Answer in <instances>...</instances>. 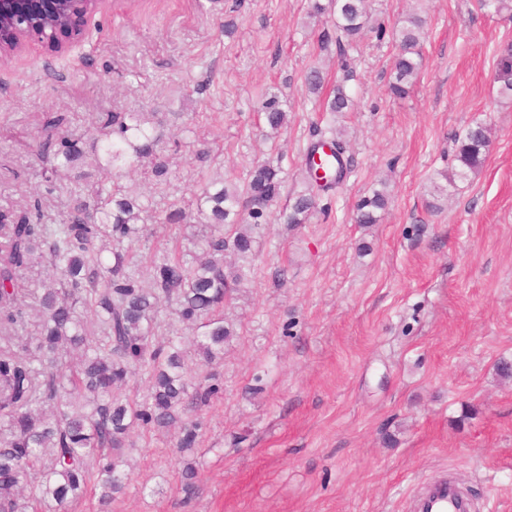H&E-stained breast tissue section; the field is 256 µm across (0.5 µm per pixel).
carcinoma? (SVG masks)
Masks as SVG:
<instances>
[{
  "label": "carcinoma",
  "mask_w": 512,
  "mask_h": 512,
  "mask_svg": "<svg viewBox=\"0 0 512 512\" xmlns=\"http://www.w3.org/2000/svg\"><path fill=\"white\" fill-rule=\"evenodd\" d=\"M335 34L321 44L338 45V62L347 66L345 45L352 44L368 23L367 0H332ZM424 20L410 14L392 32L399 52L387 92L403 99L423 67ZM311 93L325 77L317 66L304 76ZM498 94L512 98V44L496 63ZM352 99L336 85L320 108L335 114L351 109ZM259 112L268 135L288 125V111L276 92L265 91ZM99 150L112 164L113 186L73 200L55 222L47 219L42 200L20 211H0V512H60L71 499L96 482L99 501L125 493L129 476L124 450L130 434L176 429L180 455L196 447L202 412L223 393L219 382L192 375L177 337L159 338L158 316L167 309L180 323L196 327L195 346L208 360L224 353L234 335L224 320V306L244 287L257 259L255 237L245 228L259 226L284 191L281 167L253 165L243 182L219 176L200 186L194 205L203 219L201 253L182 249L179 233L168 232L172 248L159 255L146 248L151 235L142 223L140 194L119 185L123 168L145 159L158 184L170 169L162 134L150 121L128 112L98 117ZM64 117L48 119L38 154L60 162L42 171L53 178L59 168L75 169L85 154L63 133ZM489 146L487 128L477 123L458 140L456 165L448 180L466 181L483 165ZM305 188L280 213L284 224H307L317 207L321 183L314 166ZM389 197L376 189L361 199L359 224H376ZM39 287L25 288L34 267ZM37 311V335L31 342L10 339L25 330L30 311ZM149 377L147 395L121 399L114 390L139 375ZM40 475L38 495L22 494V483ZM198 470L186 459L182 491L194 494Z\"/></svg>",
  "instance_id": "obj_1"
}]
</instances>
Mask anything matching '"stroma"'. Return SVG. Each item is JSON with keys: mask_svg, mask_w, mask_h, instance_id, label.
Here are the masks:
<instances>
[{"mask_svg": "<svg viewBox=\"0 0 512 512\" xmlns=\"http://www.w3.org/2000/svg\"><path fill=\"white\" fill-rule=\"evenodd\" d=\"M236 6L238 30L224 34ZM309 0H118L88 35L57 56L39 45L0 65V208L40 197L58 216L70 195L100 181L93 124L108 112H178L165 129L167 184L141 201L164 217L221 173L240 180L257 160L279 161L286 193L305 181L314 128L341 130L350 173L321 194L310 223L279 221L272 206L255 233V273L224 309L236 334L203 361L194 332H178L194 376L224 394L204 412L193 495L181 489L172 434L134 430L129 486L109 505L95 490L64 512H412L421 481L454 472L471 497L512 512V98L494 81L512 43V13L476 0H371L348 53L320 36L330 15ZM419 13L424 67L404 99L386 93L398 46L390 32ZM319 65L325 89L346 81L352 111L329 117L304 84ZM275 88L288 126L262 138L259 96ZM63 113L86 154L82 177L44 181L33 151L47 115ZM482 123L490 144L469 180L449 184L457 140ZM211 159L195 161L200 142ZM390 199L379 223H355L379 181ZM286 269L284 284L274 272Z\"/></svg>", "mask_w": 512, "mask_h": 512, "instance_id": "stroma-1", "label": "stroma"}]
</instances>
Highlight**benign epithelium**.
I'll return each instance as SVG.
<instances>
[{
    "mask_svg": "<svg viewBox=\"0 0 512 512\" xmlns=\"http://www.w3.org/2000/svg\"><path fill=\"white\" fill-rule=\"evenodd\" d=\"M114 0H0V64L37 43L60 54L82 39Z\"/></svg>",
    "mask_w": 512,
    "mask_h": 512,
    "instance_id": "7a95c632",
    "label": "benign epithelium"
}]
</instances>
